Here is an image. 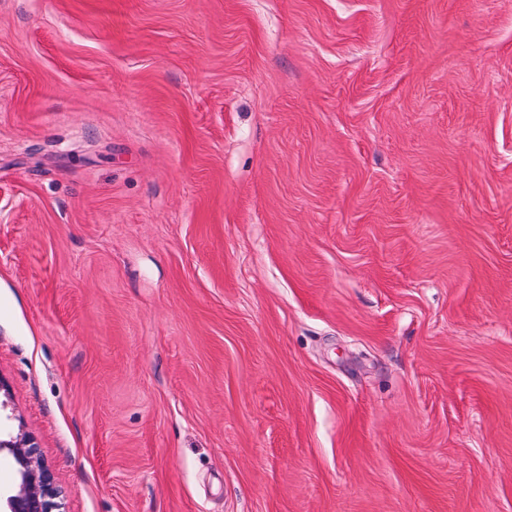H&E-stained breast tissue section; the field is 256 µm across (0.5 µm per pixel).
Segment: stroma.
Returning a JSON list of instances; mask_svg holds the SVG:
<instances>
[{
	"label": "stroma",
	"instance_id": "obj_1",
	"mask_svg": "<svg viewBox=\"0 0 512 512\" xmlns=\"http://www.w3.org/2000/svg\"><path fill=\"white\" fill-rule=\"evenodd\" d=\"M0 379L64 512H512V0H0Z\"/></svg>",
	"mask_w": 512,
	"mask_h": 512
}]
</instances>
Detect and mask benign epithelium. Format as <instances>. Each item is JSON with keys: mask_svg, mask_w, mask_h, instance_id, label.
<instances>
[{"mask_svg": "<svg viewBox=\"0 0 512 512\" xmlns=\"http://www.w3.org/2000/svg\"><path fill=\"white\" fill-rule=\"evenodd\" d=\"M4 449L17 476L16 485L4 494L6 512H63L60 490L34 438L0 432V451Z\"/></svg>", "mask_w": 512, "mask_h": 512, "instance_id": "obj_1", "label": "benign epithelium"}]
</instances>
